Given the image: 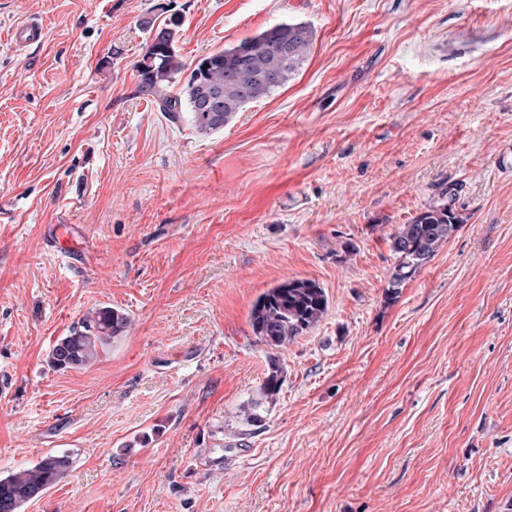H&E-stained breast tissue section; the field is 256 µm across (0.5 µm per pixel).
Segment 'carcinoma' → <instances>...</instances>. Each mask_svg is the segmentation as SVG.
Here are the masks:
<instances>
[{
	"instance_id": "obj_1",
	"label": "carcinoma",
	"mask_w": 512,
	"mask_h": 512,
	"mask_svg": "<svg viewBox=\"0 0 512 512\" xmlns=\"http://www.w3.org/2000/svg\"><path fill=\"white\" fill-rule=\"evenodd\" d=\"M180 22H165L150 31L157 36L147 43L135 63L138 92L157 109L177 122L182 118L203 137L224 128L247 105L283 87L304 63L313 43V32L304 23H280L241 40L237 45L196 60L182 88V95H169L168 88L181 77L187 65L177 50ZM216 93L220 112H198L199 99ZM465 219L448 204L433 205L409 222L394 228L389 236L396 264L385 303L396 302L400 288L431 261ZM324 288L312 279L284 281L262 293L254 302L250 325L257 339L282 347L315 327L326 314ZM130 327L127 314L111 307L92 310L80 325L52 346L48 364L56 370L82 369L98 361L114 339ZM72 467L65 454H46L32 465L0 478V512H22L64 479Z\"/></svg>"
}]
</instances>
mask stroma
I'll return each instance as SVG.
<instances>
[{
  "mask_svg": "<svg viewBox=\"0 0 512 512\" xmlns=\"http://www.w3.org/2000/svg\"><path fill=\"white\" fill-rule=\"evenodd\" d=\"M170 11L189 64L312 49L204 138L137 93ZM510 163L512 0H0V476L72 456L24 512H512ZM445 191L465 224L385 304ZM291 278L328 309L273 348L250 311ZM101 307L129 331L51 368ZM44 32L43 23L36 17H30L22 21L15 28L13 42L18 50L26 48L41 40Z\"/></svg>",
  "mask_w": 512,
  "mask_h": 512,
  "instance_id": "35a3bbf8",
  "label": "stroma"
}]
</instances>
